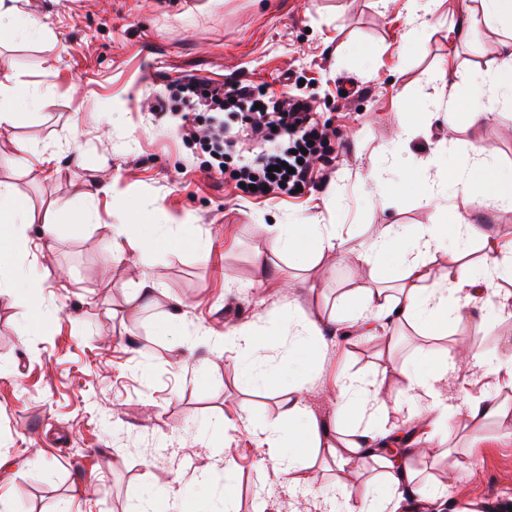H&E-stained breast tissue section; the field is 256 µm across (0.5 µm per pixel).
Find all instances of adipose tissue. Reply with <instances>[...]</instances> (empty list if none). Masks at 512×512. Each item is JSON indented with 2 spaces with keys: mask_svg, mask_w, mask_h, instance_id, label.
<instances>
[{
  "mask_svg": "<svg viewBox=\"0 0 512 512\" xmlns=\"http://www.w3.org/2000/svg\"><path fill=\"white\" fill-rule=\"evenodd\" d=\"M477 7L467 8L456 25L458 37H467L475 23L501 27L509 32L499 44V64L487 70L481 78L491 100L512 103V0H477ZM428 167L447 170L444 183L449 195H463L472 207L489 204L512 206V173L489 171L482 181H475L473 172L479 167L477 156L458 152L453 140L445 139L439 149L427 159ZM453 235H446L441 224H422L412 228L389 224L369 242H353L338 234L332 224H269L265 230L277 250L289 255H304L319 260L325 254L354 257L356 261L376 266L397 262L403 270V283L398 295L381 290L362 294L355 319L367 322L377 318L394 325H411L435 335H447L448 326L472 316L494 326L503 319L502 313L482 312L478 303L484 293L512 300V291H502L501 283L512 284V240L500 242L489 238L482 225L473 223L469 215L453 213ZM40 224L41 232L53 236V221L36 220L8 184L0 182V239L6 240L12 252H25L28 246L26 229ZM480 242L488 260L483 264L467 261L468 248ZM450 250L452 261L441 274H434L430 263L441 250ZM280 335L292 336L297 353L309 364H317L324 346L322 330L311 320L288 321L279 329ZM448 372L447 362H440L432 376L414 369L403 375L412 399L404 404H388L382 394L384 383L367 380L346 372L336 377V399L350 410L355 420L348 427L329 431L320 425L303 402L304 382L297 376L278 371L277 382L283 383L288 399L279 421L271 426L265 442L271 450V460L284 473H292L299 458L311 453L347 464L360 457L376 460L381 473L372 493L356 495L342 491L345 512H400L406 500L434 502L443 497L445 488L423 478L414 466L415 449L401 454L388 450L396 433L390 425L391 413L406 415L416 424L415 439L429 441L432 435L447 426L456 414H464L470 432H480L485 421L502 414L503 405L497 397L483 395L473 398L460 410H453L435 390L437 382Z\"/></svg>",
  "mask_w": 512,
  "mask_h": 512,
  "instance_id": "1",
  "label": "adipose tissue"
}]
</instances>
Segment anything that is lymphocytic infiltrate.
<instances>
[{"instance_id": "1", "label": "lymphocytic infiltrate", "mask_w": 512, "mask_h": 512, "mask_svg": "<svg viewBox=\"0 0 512 512\" xmlns=\"http://www.w3.org/2000/svg\"><path fill=\"white\" fill-rule=\"evenodd\" d=\"M167 112H204L203 126L182 124L183 139L205 144L216 173L224 171L228 147L251 142L255 152L236 170L237 182L255 186L256 197L296 193L313 181L324 133L320 115L301 91L274 92L247 83L224 84L196 77L181 79L167 99Z\"/></svg>"}]
</instances>
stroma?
<instances>
[{
  "label": "stroma",
  "mask_w": 512,
  "mask_h": 512,
  "mask_svg": "<svg viewBox=\"0 0 512 512\" xmlns=\"http://www.w3.org/2000/svg\"><path fill=\"white\" fill-rule=\"evenodd\" d=\"M405 0H19L38 28L0 42V78L49 86L14 125L0 127V181L55 236L28 230L29 252L14 258L41 278L48 334L27 329L25 303L0 296V512H142L146 487L179 491V512H224V484L200 473L235 475L234 512H341L337 484L365 491L380 467L366 457L344 469L323 463L294 475L277 470L263 441L279 418L280 386L240 384V354L224 333L244 324L268 334L250 363L261 375L294 360L291 337L274 333L277 314L299 305L326 327L321 367L299 364L304 402L332 427L343 415L338 371L372 378L409 400L402 368L431 372L443 355L465 365L435 388L454 406L493 391V378L466 366L464 346L512 354V319L490 328L473 319L447 335L352 319L364 289L396 292L401 273L330 255L304 263L277 252L268 224H336L353 242L387 224H433L466 209L459 198H392L366 179L409 180L442 139L484 163L512 168V106L476 95L473 79L498 58L502 31L476 24L468 40L450 28L473 0H442L415 30ZM186 76L282 88L303 85L328 122L313 188L284 199L237 189L238 155L223 176L208 153L183 140L176 116L158 104ZM455 100L453 123L434 120L409 143L416 110ZM79 137L82 154L69 149ZM53 152L37 174L14 159L15 142ZM87 196L95 217L75 224L57 201ZM156 203L158 223L180 224L187 243L112 250L123 208ZM212 240L209 257L188 242ZM156 291L130 302L140 279ZM173 332L161 324L169 315ZM417 469L448 488L464 512L512 506V414L467 437L442 429Z\"/></svg>",
  "instance_id": "stroma-1"
}]
</instances>
